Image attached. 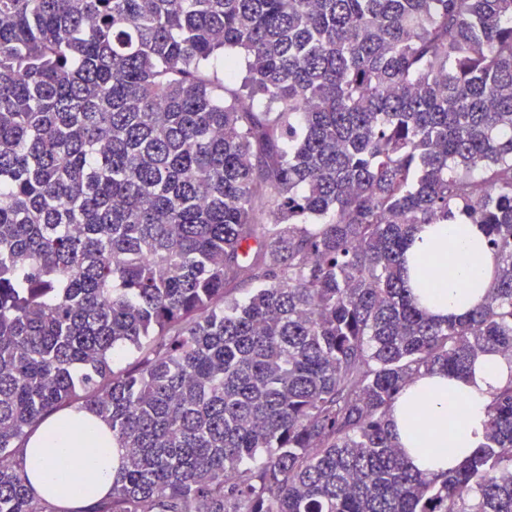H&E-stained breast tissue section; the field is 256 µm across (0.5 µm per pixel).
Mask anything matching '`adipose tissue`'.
Returning a JSON list of instances; mask_svg holds the SVG:
<instances>
[{
	"instance_id": "adipose-tissue-1",
	"label": "adipose tissue",
	"mask_w": 512,
	"mask_h": 512,
	"mask_svg": "<svg viewBox=\"0 0 512 512\" xmlns=\"http://www.w3.org/2000/svg\"><path fill=\"white\" fill-rule=\"evenodd\" d=\"M407 286L429 314L462 316L493 284L495 259L475 224H424L405 250ZM512 378V361L478 360L464 377L424 373L394 404L396 440L414 469L431 473L457 466L482 443L490 392ZM423 410L421 429L410 416ZM112 433L95 414L66 409L47 418L21 448L18 461L36 496L64 512H88L112 488L120 461Z\"/></svg>"
}]
</instances>
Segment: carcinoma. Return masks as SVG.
<instances>
[{"instance_id": "1", "label": "carcinoma", "mask_w": 512, "mask_h": 512, "mask_svg": "<svg viewBox=\"0 0 512 512\" xmlns=\"http://www.w3.org/2000/svg\"><path fill=\"white\" fill-rule=\"evenodd\" d=\"M456 218L494 285L436 321L402 261ZM490 354L512 0H0V512H60L16 457L69 408L122 450L90 512H512V379L455 469L412 470L389 423Z\"/></svg>"}]
</instances>
